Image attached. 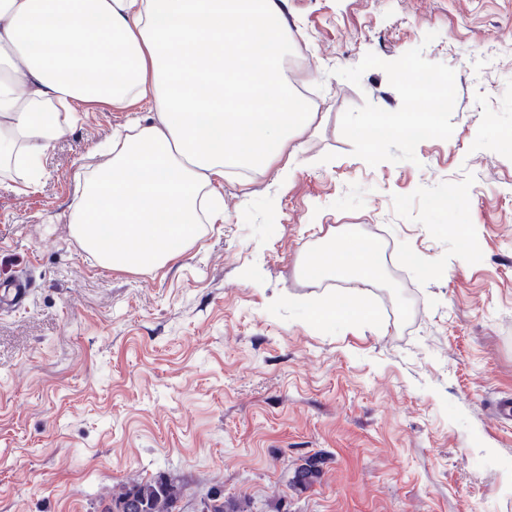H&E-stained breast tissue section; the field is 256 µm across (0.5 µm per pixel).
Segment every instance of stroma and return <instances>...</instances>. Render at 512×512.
<instances>
[{
	"mask_svg": "<svg viewBox=\"0 0 512 512\" xmlns=\"http://www.w3.org/2000/svg\"><path fill=\"white\" fill-rule=\"evenodd\" d=\"M288 24L310 125L229 171L223 223L164 268L103 269L70 230L75 174L130 113H80L40 185L0 186V287L30 284L0 310V512H97L161 474L176 512L214 490L254 512H512V0H288ZM379 112L448 133L371 146ZM348 226L382 256L373 315L349 300L321 326L311 303L351 283L300 262ZM313 455L320 481L292 491ZM414 124L429 127L435 136L446 135L447 128L439 125L438 113H430L422 118H414L403 112H385L368 117L363 130L373 131L383 129L387 134L397 132L399 129H409Z\"/></svg>",
	"mask_w": 512,
	"mask_h": 512,
	"instance_id": "obj_1",
	"label": "stroma"
}]
</instances>
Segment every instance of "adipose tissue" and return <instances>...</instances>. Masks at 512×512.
Wrapping results in <instances>:
<instances>
[{"label": "adipose tissue", "instance_id": "adipose-tissue-1", "mask_svg": "<svg viewBox=\"0 0 512 512\" xmlns=\"http://www.w3.org/2000/svg\"><path fill=\"white\" fill-rule=\"evenodd\" d=\"M288 0H0V175L37 185L79 113L147 106L79 182L72 235L108 270L151 272L224 219L226 167L265 171L312 114L285 80ZM381 269L366 244L301 264L320 279Z\"/></svg>", "mask_w": 512, "mask_h": 512}]
</instances>
